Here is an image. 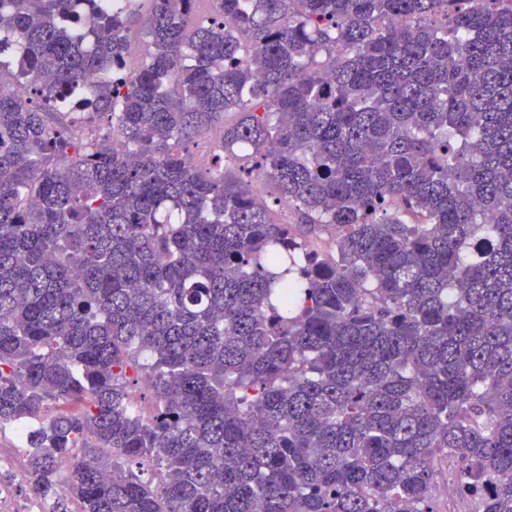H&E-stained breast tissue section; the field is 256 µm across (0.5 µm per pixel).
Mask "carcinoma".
<instances>
[{
  "label": "carcinoma",
  "mask_w": 512,
  "mask_h": 512,
  "mask_svg": "<svg viewBox=\"0 0 512 512\" xmlns=\"http://www.w3.org/2000/svg\"><path fill=\"white\" fill-rule=\"evenodd\" d=\"M147 2L88 31L0 0V429L31 494L440 512L450 462L512 512V0Z\"/></svg>",
  "instance_id": "cac0c4a2"
}]
</instances>
